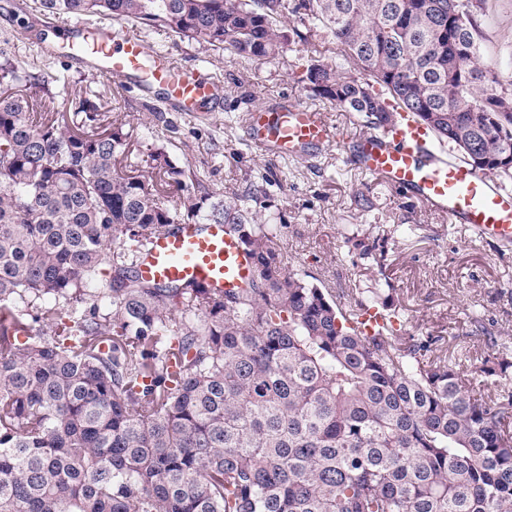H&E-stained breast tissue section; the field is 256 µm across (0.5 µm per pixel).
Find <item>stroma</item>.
<instances>
[{
  "label": "stroma",
  "mask_w": 512,
  "mask_h": 512,
  "mask_svg": "<svg viewBox=\"0 0 512 512\" xmlns=\"http://www.w3.org/2000/svg\"><path fill=\"white\" fill-rule=\"evenodd\" d=\"M476 20L484 60L500 79L512 81V0H490ZM57 23L39 13L34 0H0V47H9L22 71L53 86L67 84L106 121L121 120L131 143L128 162L140 173L149 172L151 154L161 146L194 171L191 191L222 194L262 181V202L281 218L279 244L294 269L318 278L338 296L388 280L406 309V333L443 337L449 359L467 372L480 370L493 349L512 352V249L479 240L466 225L362 168L353 148L367 128L312 97L301 80L310 58L307 45L323 41V31H308L306 40L290 43L279 59L262 65L144 31L150 47L218 81L211 102L188 114L173 111L161 91L144 92L131 81L93 75L66 55L44 54L37 39H53ZM284 104L324 112L336 129L334 142L295 157L255 147L249 111ZM359 192L372 203L368 213L355 205ZM372 224L398 227L382 274L354 262L343 245L344 235ZM475 311L496 336V347L473 332Z\"/></svg>",
  "instance_id": "1"
}]
</instances>
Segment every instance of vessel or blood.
<instances>
[{
  "instance_id": "vessel-or-blood-1",
  "label": "vessel or blood",
  "mask_w": 512,
  "mask_h": 512,
  "mask_svg": "<svg viewBox=\"0 0 512 512\" xmlns=\"http://www.w3.org/2000/svg\"><path fill=\"white\" fill-rule=\"evenodd\" d=\"M59 33L63 46L95 74L131 76L141 87L162 89L181 111H199L212 95L211 84L196 72L151 51L142 38L110 23L76 20L60 27ZM250 126L255 144L285 156L335 138L324 113L296 107L255 108ZM428 141L422 125L401 121L384 135H370L361 142V164L452 222L469 225L480 238L512 246V190L466 162L447 158L441 149L424 155ZM138 270L143 279L156 283H195L229 292L251 276L253 267L222 225L183 224L152 239Z\"/></svg>"
}]
</instances>
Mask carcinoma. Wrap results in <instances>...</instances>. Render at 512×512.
Here are the masks:
<instances>
[{
	"instance_id": "cac0c4a2",
	"label": "carcinoma",
	"mask_w": 512,
	"mask_h": 512,
	"mask_svg": "<svg viewBox=\"0 0 512 512\" xmlns=\"http://www.w3.org/2000/svg\"><path fill=\"white\" fill-rule=\"evenodd\" d=\"M488 0H40L227 49L256 64L302 37L313 97L382 131L408 115L512 181V81L481 58ZM332 53L336 62L318 57ZM0 50V512H512V391L475 392L402 331L396 291L349 304L289 266L259 185L228 195L165 148L123 172V124ZM222 224L253 262L231 293L143 280L152 239ZM385 266L386 230L345 237ZM383 320L368 335L370 310Z\"/></svg>"
}]
</instances>
